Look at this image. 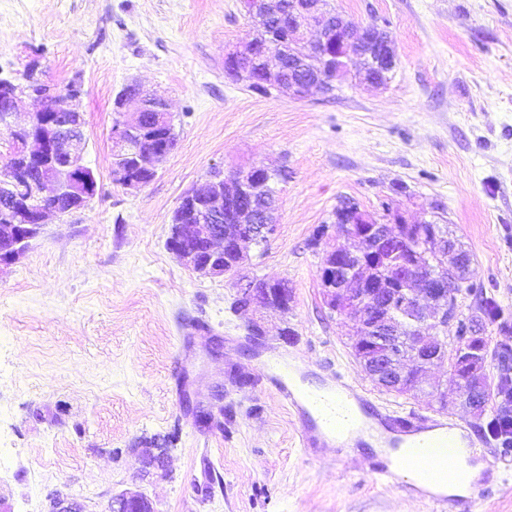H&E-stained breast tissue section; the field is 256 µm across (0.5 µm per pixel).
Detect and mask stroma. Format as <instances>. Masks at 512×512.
<instances>
[{
	"instance_id": "1",
	"label": "stroma",
	"mask_w": 512,
	"mask_h": 512,
	"mask_svg": "<svg viewBox=\"0 0 512 512\" xmlns=\"http://www.w3.org/2000/svg\"><path fill=\"white\" fill-rule=\"evenodd\" d=\"M377 23L398 53L388 84L349 79L333 97L265 96L224 72L251 41L242 0H12L0 10V73L27 68L62 90L82 85L85 159L97 192L52 219L0 269V512H49L59 496L108 512L144 493L154 512H438L398 478L374 482L369 447L303 448L300 416L267 378L271 358L305 381L334 372L377 408L442 410L469 433L487 423L429 395L378 388L350 348L349 321L324 302L321 267L350 241L342 198L407 222L447 225L470 253L462 315L491 304L492 351L512 350V0H331ZM170 103L178 145L153 179L112 177L114 100L130 81ZM281 171L279 220L237 280L287 281V311L233 309L236 280L202 277L167 241L181 198L211 169ZM327 237L316 240L319 227ZM265 329L250 336L251 320ZM223 389L220 424L197 421ZM171 435L164 469L141 452ZM493 467L472 512H512V447L489 440Z\"/></svg>"
}]
</instances>
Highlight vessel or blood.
<instances>
[{"label": "vessel or blood", "mask_w": 512, "mask_h": 512, "mask_svg": "<svg viewBox=\"0 0 512 512\" xmlns=\"http://www.w3.org/2000/svg\"><path fill=\"white\" fill-rule=\"evenodd\" d=\"M270 379L279 395L303 417V447L344 448L356 444L358 435L369 434L378 447L397 451L391 464L377 470V477L402 475L406 490H414L415 477L429 472L451 479L448 466L454 449H468L475 457L486 455L482 440L444 415L424 416L413 411L390 415L376 410L367 419L356 420L353 407H366L367 401L343 375H336L330 389L320 394L303 390L295 372L281 363L272 369ZM429 499L447 507L448 512H471L473 503L472 497L440 492L430 494Z\"/></svg>", "instance_id": "obj_1"}]
</instances>
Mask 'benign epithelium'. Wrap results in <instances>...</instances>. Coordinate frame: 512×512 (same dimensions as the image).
I'll return each mask as SVG.
<instances>
[{"instance_id":"benign-epithelium-1","label":"benign epithelium","mask_w":512,"mask_h":512,"mask_svg":"<svg viewBox=\"0 0 512 512\" xmlns=\"http://www.w3.org/2000/svg\"><path fill=\"white\" fill-rule=\"evenodd\" d=\"M272 0H243L246 14L254 20L259 31L265 30L267 15L262 7ZM287 25L283 36H274L265 42L254 39L244 50H228L224 63L235 68L257 56L265 61L261 89L271 94L276 92L296 100L308 98L317 90L326 93L330 82L340 81L350 73L349 64L358 60L361 69L357 73L360 82L381 86L379 72L395 66L398 57L394 44L386 39L377 43L370 51H364L360 40H354V50L344 54V60L323 52L330 32L336 30V12L329 9L325 0H288L286 5ZM33 77L25 73L20 78L0 82V96L6 98L10 108L0 114V135L10 146V163L0 170V241H14L19 247L8 255L0 254V267L17 263L24 255L29 241L37 238L47 220L61 217L55 199L67 196L70 199L68 212L84 208L93 198L96 179L92 168L86 163L85 137L79 125L81 114L76 101V92L54 90L49 94L34 92L29 88ZM133 92L121 98L116 106V119L112 124V176L126 188L138 189L144 182L132 175L118 158L122 152L134 147L141 133L151 125L159 129L173 127L172 114L165 99L130 83ZM25 97H34L41 107L30 114L27 122L16 120L19 103ZM270 169L259 163L246 169L224 175L216 169L211 172L205 186L186 193L179 208L191 220L189 224H175L168 239V248L193 272L203 277L232 278L247 259L251 245L267 241L274 225L268 213H276L278 199L269 197V211L257 212L249 201L256 196L261 177ZM23 184L27 187L29 205L23 214L8 216L14 208L13 188ZM246 201L236 213V225L247 229L237 236L238 257L236 269H224V204L232 199ZM340 211L346 215L344 234L354 241L353 249L332 247L326 252L321 278L326 283L325 302L337 315L354 322L351 340L359 341L368 334L382 336L383 350L375 353L362 352L357 361L370 379L377 385L398 388L404 382L407 366L395 361L394 354L402 346L393 340L398 335L396 328L386 320L366 322L365 310L383 303L387 313L410 306L422 312L430 328L423 334L413 354L426 367L444 360L448 361V374L452 387L448 400L456 401L481 413L478 397L462 387L453 371V355L435 343L434 331L452 325L458 317L456 301L451 299L450 289L462 284L459 275L468 274L469 267L462 255L446 239H431L429 250L412 253L402 270L378 273L376 266L358 261L362 255L376 256L386 245L421 227V224L406 223L401 216L395 217L397 231L380 222L377 216L360 208L351 200L339 203ZM438 260L450 258L448 279H421L414 270L428 264L430 257ZM238 295L244 301L241 308L248 310L261 306L256 298L254 284L239 286ZM112 512H152L148 498L141 492L123 491L112 496Z\"/></svg>"}]
</instances>
